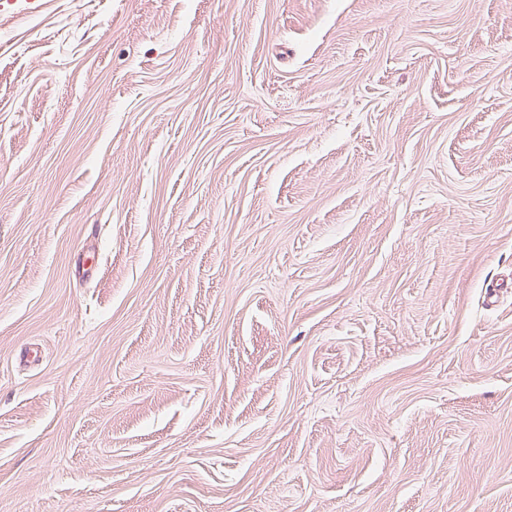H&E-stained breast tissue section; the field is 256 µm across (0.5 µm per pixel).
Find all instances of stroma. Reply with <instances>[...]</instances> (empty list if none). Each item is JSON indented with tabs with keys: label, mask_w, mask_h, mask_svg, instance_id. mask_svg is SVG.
Instances as JSON below:
<instances>
[{
	"label": "stroma",
	"mask_w": 512,
	"mask_h": 512,
	"mask_svg": "<svg viewBox=\"0 0 512 512\" xmlns=\"http://www.w3.org/2000/svg\"><path fill=\"white\" fill-rule=\"evenodd\" d=\"M0 512H512V0L0 11Z\"/></svg>",
	"instance_id": "stroma-1"
}]
</instances>
